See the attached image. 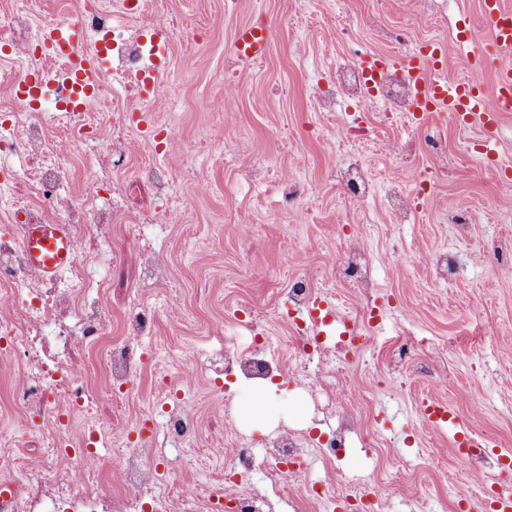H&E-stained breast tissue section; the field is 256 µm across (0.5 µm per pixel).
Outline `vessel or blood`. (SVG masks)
Instances as JSON below:
<instances>
[{
    "mask_svg": "<svg viewBox=\"0 0 512 512\" xmlns=\"http://www.w3.org/2000/svg\"><path fill=\"white\" fill-rule=\"evenodd\" d=\"M483 10L488 25L483 42L496 51L512 50V11L504 9L502 0H483ZM268 45V30L264 27L247 26L239 30L233 43L235 55L241 59L264 57ZM445 49L434 45L421 51L410 63L413 97L418 111L446 115L458 123H480L485 139L482 149L488 158L496 156L495 130L501 113L512 111V66L499 67L495 84L485 88L473 80H448L443 73ZM360 64L368 83L374 84L388 73L394 62L391 58L374 53L360 55ZM106 62L102 54H90L86 60L72 66L63 76L38 73L36 81L29 85L19 99L28 104L53 92L57 79H64L74 91L92 99L98 91ZM26 249L31 265L44 276L56 274L76 260L72 236L68 225L48 221L27 224L23 227ZM424 420L435 426L461 427L462 418L443 405H424Z\"/></svg>",
    "mask_w": 512,
    "mask_h": 512,
    "instance_id": "vessel-or-blood-1",
    "label": "vessel or blood"
}]
</instances>
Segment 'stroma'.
Returning <instances> with one entry per match:
<instances>
[{"mask_svg":"<svg viewBox=\"0 0 512 512\" xmlns=\"http://www.w3.org/2000/svg\"><path fill=\"white\" fill-rule=\"evenodd\" d=\"M143 9L180 29L161 49L173 98L127 97L108 76L102 84L108 102L143 114L129 139L150 138L158 162L191 167L193 175L175 188L186 219L146 225L139 242L117 229L104 246L93 273L111 286L112 337L122 339V317L135 297L159 308L157 345L174 354L192 347L205 364L216 355L219 335L247 342L244 323L257 310L258 333L272 338L267 355L277 365L259 382L234 373L202 377L194 393L200 439L168 481L205 488L214 473L200 460L212 449L241 439L264 448L285 428L325 439L349 421L350 448L331 468L312 458L297 464L301 482L362 473L383 512H486L506 479L500 459L512 455V272L492 253L494 243L512 241V112L501 118L490 165L478 150L477 126L446 123L429 112H391L366 97L337 101L332 112L315 104L318 91L333 90L345 62L365 52L404 60L426 42L449 49L448 78L491 86L496 69L512 65V54H487L474 67V49L455 43L462 23L485 29L480 0H238L230 10L224 0H144ZM256 22L269 30L265 57L237 58L231 50L237 30ZM228 82L239 94L226 111L219 104ZM202 98L216 110L198 111ZM355 121L368 127L367 141L342 138V128ZM165 122L177 127L175 141H167ZM435 132L455 164L429 194L417 181L442 163L428 146ZM353 157L364 162L374 185L364 199L348 194L341 179ZM254 168L260 178H246ZM287 183L308 190L296 222L283 212ZM395 188L412 200L402 223L387 203ZM459 210L474 214L463 233L448 222ZM145 245L166 260L172 291L142 281ZM357 250L371 262L366 290L333 272L339 258ZM116 251L124 253L123 264H113ZM445 251L457 261L449 277L431 262ZM299 276L373 338L348 363V388L324 417L287 345L299 318L288 290ZM177 383V369L162 377L149 365L134 378L123 426L99 449L108 463L104 485L120 488L113 467L123 429L135 428L143 413L160 423L167 389ZM256 392L268 405L259 419L247 408ZM429 399L459 413L484 447L461 455L454 434L423 424L418 408Z\"/></svg>","mask_w":512,"mask_h":512,"instance_id":"1","label":"stroma"}]
</instances>
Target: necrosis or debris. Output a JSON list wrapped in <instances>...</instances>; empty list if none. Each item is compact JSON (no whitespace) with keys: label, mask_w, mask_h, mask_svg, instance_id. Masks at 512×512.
I'll list each match as a JSON object with an SVG mask.
<instances>
[{"label":"necrosis or debris","mask_w":512,"mask_h":512,"mask_svg":"<svg viewBox=\"0 0 512 512\" xmlns=\"http://www.w3.org/2000/svg\"><path fill=\"white\" fill-rule=\"evenodd\" d=\"M94 46H107L113 75L129 95L141 92V78L153 57L141 36L118 34L111 12L95 0H83L75 15ZM367 87L359 62L342 66L336 73L335 96L317 95L321 111L336 109V99L362 98ZM375 97L394 111L414 109L411 82L403 70L389 72L372 87ZM13 121L0 132V154H23L36 159L29 172L28 188L52 198L66 178L63 155L40 161L43 151L42 121L20 104H13ZM56 119L74 135L73 145L94 143L110 159V167L93 172L88 202H67L61 215L68 223L77 255L73 267L56 280L33 272L27 252L13 224L18 219L39 224L45 218L43 207L16 200L9 212L11 223L0 231V359L19 370L12 389V404L24 419L36 422L37 429L27 448L13 451L9 436L0 432V512H273L271 493L284 483H297V474L288 462L298 456L317 455L325 461L338 458L348 448L351 425L339 427L323 442L302 440L288 431L275 440L270 451L257 454L247 445L233 448L220 480L208 491L167 483L159 465L166 445L191 447L199 439L201 416L195 400L189 397L202 368L189 349L172 355L154 347L150 360L156 371L177 363L180 383L187 395L166 412L162 435H147L122 456L118 473L123 492L117 493L93 476L101 466L98 444L112 429V410L122 401L128 385L140 370L141 342L148 338L156 322L155 313L139 300H132L124 314L125 337L112 338V309L106 301L108 283L88 278L90 251L106 242L114 225H124L136 234L141 225L157 223L162 210L174 196L178 172L153 161L144 163L137 173L113 183L112 171L122 169L133 145L126 135V115L113 113L111 120L100 119V107L79 110L58 105ZM112 187V196L100 201L101 185ZM152 185L156 210L133 215L129 198L141 186ZM98 355L104 367L107 402L97 401L86 384L90 357ZM222 372H235L251 379H262L271 365L255 346L241 347L235 341L224 344L219 355ZM271 475L270 489H258L251 477L258 468ZM301 502L314 503L322 512H334L338 488H346L348 501L357 503L360 512H371L373 502L367 493L370 480L365 476L343 478L341 486L297 484Z\"/></svg>","instance_id":"necrosis-or-debris-1"}]
</instances>
